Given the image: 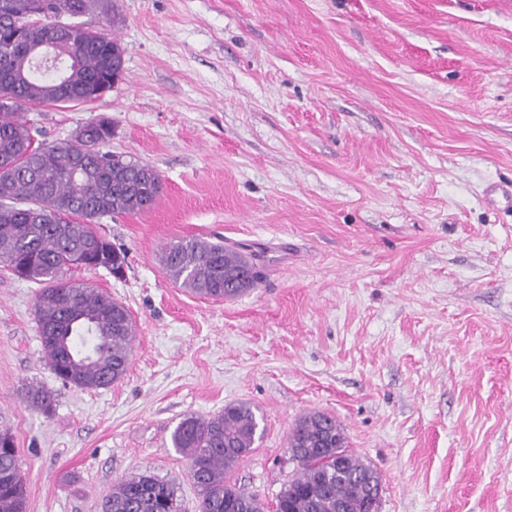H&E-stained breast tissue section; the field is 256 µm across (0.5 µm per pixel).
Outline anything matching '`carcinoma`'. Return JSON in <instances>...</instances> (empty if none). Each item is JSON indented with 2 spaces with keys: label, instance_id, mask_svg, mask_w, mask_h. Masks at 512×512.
I'll use <instances>...</instances> for the list:
<instances>
[{
  "label": "carcinoma",
  "instance_id": "1",
  "mask_svg": "<svg viewBox=\"0 0 512 512\" xmlns=\"http://www.w3.org/2000/svg\"><path fill=\"white\" fill-rule=\"evenodd\" d=\"M90 0H0V267L41 285L35 296L38 333L56 377L78 390L106 388L126 373L135 327L127 308L85 283L65 280L73 268L126 265V253L96 230L104 217L150 210L162 187L148 164L105 150L112 127L82 125L70 142L35 143L32 127L19 119L27 106L86 104L107 80L124 74L123 50L93 21L80 22L57 38L60 58L76 63L65 91L36 73V49L64 15H89ZM163 264L170 279L191 292L233 298L256 287L259 260L221 242L183 239L167 246ZM33 406L50 408L51 395L32 387ZM258 424L251 406L230 402L207 417L187 416L172 444L191 461L200 489L199 512H265L254 495L228 483L225 474L255 443ZM346 448L336 419L324 413L301 417L289 437L300 474L280 494L276 512H367L376 471L345 452L336 468V448ZM0 512H26V489L13 436L0 431ZM102 512H177L174 488L150 473L113 488Z\"/></svg>",
  "mask_w": 512,
  "mask_h": 512
}]
</instances>
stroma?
<instances>
[{
	"label": "stroma",
	"mask_w": 512,
	"mask_h": 512,
	"mask_svg": "<svg viewBox=\"0 0 512 512\" xmlns=\"http://www.w3.org/2000/svg\"><path fill=\"white\" fill-rule=\"evenodd\" d=\"M126 76L103 99L29 106L36 142L90 118L154 167L153 209L102 219L122 277L69 276L135 325L124 377L63 386L37 283L0 268V430L27 512H100L148 471L198 512L186 416L251 405L252 452L226 479L274 508L288 438L336 418L379 474V512H512V0H99ZM261 254L257 288L204 298L163 248ZM51 391L42 411L27 389Z\"/></svg>",
	"instance_id": "35a3bbf8"
}]
</instances>
